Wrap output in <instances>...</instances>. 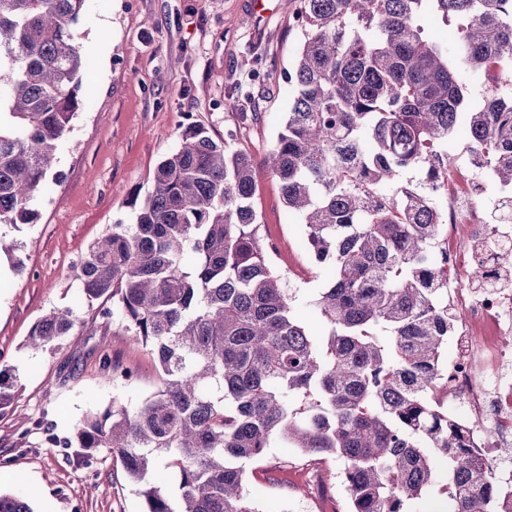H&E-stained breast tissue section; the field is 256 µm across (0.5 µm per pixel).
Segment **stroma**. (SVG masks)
<instances>
[{
  "label": "stroma",
  "mask_w": 512,
  "mask_h": 512,
  "mask_svg": "<svg viewBox=\"0 0 512 512\" xmlns=\"http://www.w3.org/2000/svg\"><path fill=\"white\" fill-rule=\"evenodd\" d=\"M252 0H88L75 26L89 58L81 73L84 106L62 142L50 181L38 196L34 223L0 228V367L22 388L0 416V491L24 489L34 512H143V499L119 460L105 450L84 465L76 448L43 446L31 432L44 420L71 435L87 414L118 403L135 409L157 384L153 357L87 301L77 266L116 223H130L129 197L145 195L157 163L174 150L183 127L203 124L230 148L261 158L281 130L291 90L282 79L299 46L282 0L255 26ZM244 90L238 108L228 97ZM259 222L276 240L275 266L294 290L292 311L314 332L316 304L331 277L316 265L302 224L284 210L277 182H259ZM20 252H12L13 242ZM23 259L24 270L13 268ZM74 309L75 331L60 348L33 350L25 341L53 308ZM113 364L135 371L132 382L103 381L97 347ZM29 447L17 448L20 434ZM341 463L301 454L272 439L247 492L260 512H346Z\"/></svg>",
  "instance_id": "stroma-1"
}]
</instances>
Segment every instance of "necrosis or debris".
<instances>
[{"instance_id": "obj_1", "label": "necrosis or debris", "mask_w": 512, "mask_h": 512, "mask_svg": "<svg viewBox=\"0 0 512 512\" xmlns=\"http://www.w3.org/2000/svg\"><path fill=\"white\" fill-rule=\"evenodd\" d=\"M489 168L471 170L467 162L437 169L432 183L447 221L436 255L448 275V311L455 322V356L445 377L454 398L451 415L471 430L479 459L495 479L512 480L497 450L512 441V290L498 286L503 266H512V215L506 199L487 192ZM498 243L484 262L485 286L473 287L474 241ZM487 373L476 376L474 358Z\"/></svg>"}]
</instances>
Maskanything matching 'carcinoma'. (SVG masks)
I'll return each instance as SVG.
<instances>
[{
    "mask_svg": "<svg viewBox=\"0 0 512 512\" xmlns=\"http://www.w3.org/2000/svg\"><path fill=\"white\" fill-rule=\"evenodd\" d=\"M87 0H0V224H30L33 202L81 110L86 60L73 26ZM301 32L285 80L284 130L260 162L200 124L154 169L135 222L114 224L79 264L86 299L155 359L159 386L132 411L114 406L51 445L105 448L144 498V512H261L249 466L274 436L342 463L350 512H410L434 487L449 512H512V488L475 459L468 435L430 394L444 389L452 327L448 283L432 244L430 195L400 172L448 164L461 71L512 82V0H285ZM458 21L451 47L421 21ZM470 148L512 186V95L489 88L467 112ZM303 224L333 278L316 304L324 330L293 315L288 278L270 257L255 208L262 170ZM194 262L187 265L186 255ZM78 317L52 309L27 339L54 349ZM99 350L106 376L133 377ZM20 385L0 369V415ZM177 497L153 481L158 463ZM0 512H33L0 492Z\"/></svg>",
    "mask_w": 512,
    "mask_h": 512,
    "instance_id": "1",
    "label": "carcinoma"
}]
</instances>
